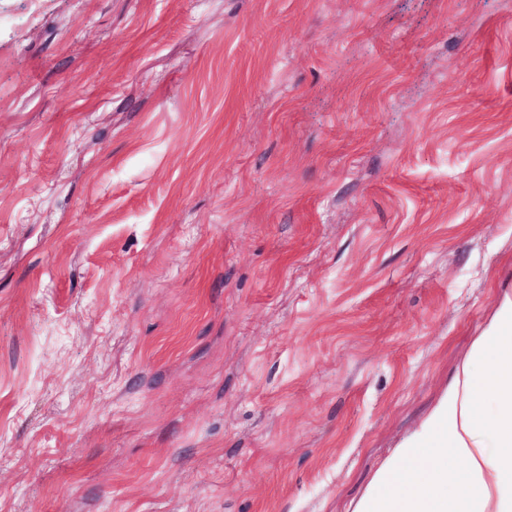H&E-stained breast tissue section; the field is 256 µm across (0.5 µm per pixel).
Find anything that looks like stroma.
<instances>
[{
	"mask_svg": "<svg viewBox=\"0 0 512 512\" xmlns=\"http://www.w3.org/2000/svg\"><path fill=\"white\" fill-rule=\"evenodd\" d=\"M512 292V0H0V512H349Z\"/></svg>",
	"mask_w": 512,
	"mask_h": 512,
	"instance_id": "obj_1",
	"label": "stroma"
}]
</instances>
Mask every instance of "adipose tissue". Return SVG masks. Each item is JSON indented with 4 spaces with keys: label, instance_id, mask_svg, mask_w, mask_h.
Segmentation results:
<instances>
[{
    "label": "adipose tissue",
    "instance_id": "ef3b65f1",
    "mask_svg": "<svg viewBox=\"0 0 512 512\" xmlns=\"http://www.w3.org/2000/svg\"><path fill=\"white\" fill-rule=\"evenodd\" d=\"M352 512H512V293Z\"/></svg>",
    "mask_w": 512,
    "mask_h": 512
}]
</instances>
